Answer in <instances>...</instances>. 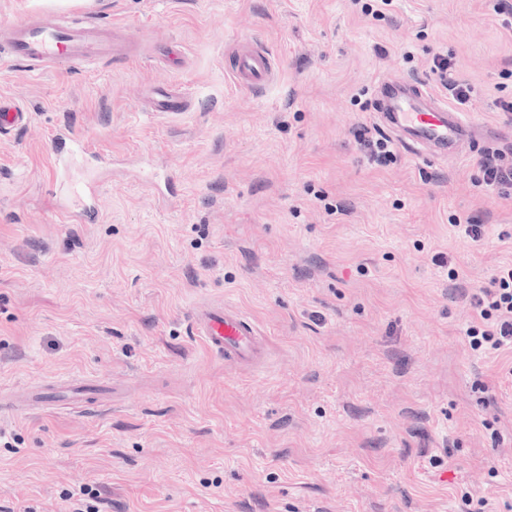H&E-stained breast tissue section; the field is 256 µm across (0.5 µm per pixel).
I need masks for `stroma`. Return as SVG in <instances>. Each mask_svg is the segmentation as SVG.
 <instances>
[{
    "label": "stroma",
    "instance_id": "obj_1",
    "mask_svg": "<svg viewBox=\"0 0 512 512\" xmlns=\"http://www.w3.org/2000/svg\"><path fill=\"white\" fill-rule=\"evenodd\" d=\"M376 2L0 0V39L51 11L140 43L0 65L30 114L0 136V512H66L83 488L98 512H480L468 490L512 512V352L465 335L470 294L512 264V198L478 184L482 148L377 167L355 139L378 126L374 85L433 84L437 55L503 127L512 31L488 0ZM243 37L278 58L257 92L228 74ZM170 84L190 111L149 114ZM63 128L110 160L92 223L54 181ZM222 301L266 331L263 367L194 335L195 307ZM62 379L83 406L13 407Z\"/></svg>",
    "mask_w": 512,
    "mask_h": 512
}]
</instances>
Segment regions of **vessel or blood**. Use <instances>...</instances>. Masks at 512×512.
Here are the masks:
<instances>
[{
  "label": "vessel or blood",
  "mask_w": 512,
  "mask_h": 512,
  "mask_svg": "<svg viewBox=\"0 0 512 512\" xmlns=\"http://www.w3.org/2000/svg\"><path fill=\"white\" fill-rule=\"evenodd\" d=\"M123 46L111 39L100 26L75 27L48 15L36 21L12 24L6 44L0 45V58L27 63L30 70L60 61L86 58L120 59ZM229 74L242 89L258 91L272 83L275 72L272 54L253 47L244 39L238 45ZM377 119L391 138L408 153L428 160L445 159L463 146L500 140L499 131L476 123L468 113L443 102L426 84L402 79L380 81L374 90ZM151 109L163 116H179L188 109L186 96L172 88L157 93ZM30 119L19 105L0 99V134L24 127ZM56 146L66 149L68 160L90 155L87 140L63 131L56 135ZM192 327L206 346L223 356L226 363L260 365L264 359L265 336L253 319L229 304L207 303L192 314Z\"/></svg>",
  "instance_id": "vessel-or-blood-1"
}]
</instances>
